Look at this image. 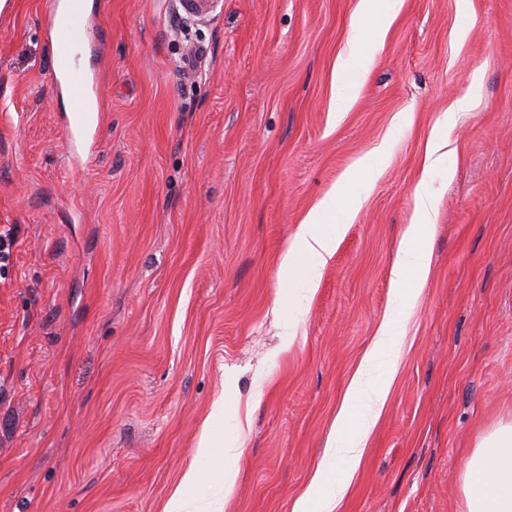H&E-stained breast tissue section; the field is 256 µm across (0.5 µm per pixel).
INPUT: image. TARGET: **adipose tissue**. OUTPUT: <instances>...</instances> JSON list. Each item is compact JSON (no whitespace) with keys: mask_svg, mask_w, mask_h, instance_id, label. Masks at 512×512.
Segmentation results:
<instances>
[{"mask_svg":"<svg viewBox=\"0 0 512 512\" xmlns=\"http://www.w3.org/2000/svg\"><path fill=\"white\" fill-rule=\"evenodd\" d=\"M342 198L347 199L350 209H358L357 199L347 198L344 190L333 191L300 224L295 242L284 256V267H294L301 258L321 266L333 255L340 228L329 223L328 216ZM415 198L416 222L403 236L402 255L394 269V286L402 299L413 298L425 278L427 230L434 222L426 182L417 184ZM398 326L399 319L395 316L382 325L338 419L329 452L331 457L345 460L349 467L359 463L364 441L388 396L389 380L382 376L380 369L395 351ZM346 488L345 478L321 473L313 480L308 493L299 499L295 512H329L330 504L342 497ZM462 491L467 512H512V422L497 424L481 436L465 464Z\"/></svg>","mask_w":512,"mask_h":512,"instance_id":"ef3b65f1","label":"adipose tissue"}]
</instances>
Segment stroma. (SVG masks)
Masks as SVG:
<instances>
[{
    "instance_id": "stroma-1",
    "label": "stroma",
    "mask_w": 512,
    "mask_h": 512,
    "mask_svg": "<svg viewBox=\"0 0 512 512\" xmlns=\"http://www.w3.org/2000/svg\"><path fill=\"white\" fill-rule=\"evenodd\" d=\"M0 12V512H293L389 314L385 406L331 512H467L463 466L512 421V0H86L73 65L96 75L93 152L71 164L46 27ZM469 99L455 127L449 108ZM448 157L431 172L432 136ZM370 163L371 176L360 167ZM435 202L428 273L393 271L415 187ZM344 187L327 264L285 271L308 213ZM291 280L288 298L282 281ZM218 440L197 461L216 401ZM180 5L184 13L189 17H196L200 19L212 18L218 7L221 5V0H180ZM374 0H361V7L357 14V22L360 26L369 19L373 20L372 27L369 31L367 43L373 49L377 47L378 41L384 34L387 26H388V18L387 16H373L372 12L374 10ZM223 410H224L223 401L216 402L212 408V411H211V414H210L208 420L206 421V423L204 425L203 433H202L200 443H199V448H198V456H200L201 458L208 459L212 456L213 453H217V448H219V447L216 446L217 443L213 440V438L210 434V430H209L210 426L209 425H210L211 420L216 419V418L220 417L221 415H223ZM206 478L202 468L191 466L184 474L181 487L178 488L168 499L165 512H192L190 502L185 497L182 487L194 486Z\"/></svg>"
}]
</instances>
